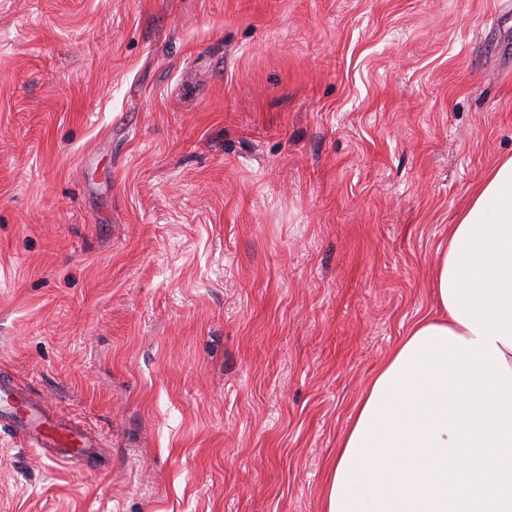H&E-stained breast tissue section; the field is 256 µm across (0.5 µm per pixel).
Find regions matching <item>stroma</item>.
Segmentation results:
<instances>
[{
	"label": "stroma",
	"instance_id": "35a3bbf8",
	"mask_svg": "<svg viewBox=\"0 0 512 512\" xmlns=\"http://www.w3.org/2000/svg\"><path fill=\"white\" fill-rule=\"evenodd\" d=\"M512 155V0H0V512H323ZM3 427L54 464L79 462L102 448L96 437L77 423L61 421L39 399L17 391L5 381L0 383V428Z\"/></svg>",
	"mask_w": 512,
	"mask_h": 512
}]
</instances>
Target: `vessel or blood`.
Here are the masks:
<instances>
[{
    "label": "vessel or blood",
    "instance_id": "1",
    "mask_svg": "<svg viewBox=\"0 0 512 512\" xmlns=\"http://www.w3.org/2000/svg\"><path fill=\"white\" fill-rule=\"evenodd\" d=\"M0 424L10 435L38 451L55 464L75 463L94 455L96 437L73 422H64L50 413L36 398L0 383Z\"/></svg>",
    "mask_w": 512,
    "mask_h": 512
}]
</instances>
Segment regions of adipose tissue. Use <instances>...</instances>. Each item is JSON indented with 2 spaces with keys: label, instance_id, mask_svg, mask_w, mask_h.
Segmentation results:
<instances>
[{
  "label": "adipose tissue",
  "instance_id": "adipose-tissue-1",
  "mask_svg": "<svg viewBox=\"0 0 512 512\" xmlns=\"http://www.w3.org/2000/svg\"><path fill=\"white\" fill-rule=\"evenodd\" d=\"M366 405V399H359L357 416L342 437L325 482L323 512H412L415 498L428 490L423 472L388 463L380 454L381 445L397 441L391 426L400 411L389 409L390 427L380 435L375 425L360 418Z\"/></svg>",
  "mask_w": 512,
  "mask_h": 512
}]
</instances>
